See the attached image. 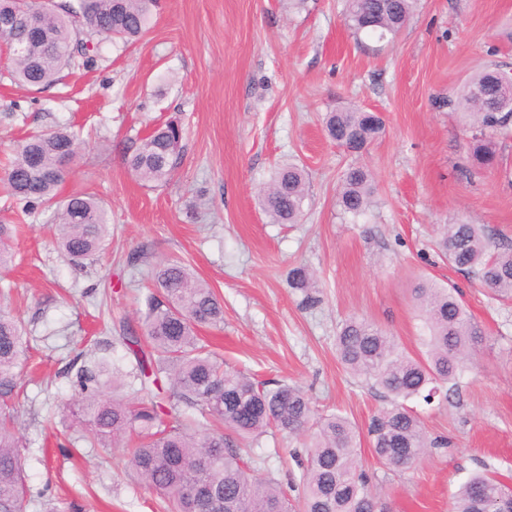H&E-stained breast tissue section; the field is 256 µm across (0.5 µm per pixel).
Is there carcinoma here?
Here are the masks:
<instances>
[{"instance_id":"obj_1","label":"carcinoma","mask_w":512,"mask_h":512,"mask_svg":"<svg viewBox=\"0 0 512 512\" xmlns=\"http://www.w3.org/2000/svg\"><path fill=\"white\" fill-rule=\"evenodd\" d=\"M346 21L356 34L380 39L401 32L418 0H345ZM155 0H0V21L20 19L37 25L39 46L24 26L5 36L13 56V79L41 90L61 79L70 66L71 43L85 27L91 34L129 43L148 29ZM471 132L469 172L498 162L495 136L512 129V77L491 66L477 70L455 102ZM328 136L337 145L361 153L385 130L382 117L358 106L329 112ZM183 128L170 120L127 148L128 167L145 184L166 183L183 160ZM78 136L65 127L29 135L18 147L7 173L10 197L22 211L55 203L68 166L77 158ZM374 177L363 165L343 175L339 205L356 218L369 209ZM305 170L279 168L261 204L271 223L295 224L303 213ZM60 254L74 264L98 255L109 235L107 210L90 194L67 199L52 225ZM14 229L0 224V269L12 261ZM438 246L448 263L501 298L512 299V244L492 247L482 224L461 222L444 229ZM158 293L146 297L144 336L121 337L136 360L133 377L153 386L148 399L116 398L89 368L76 373L79 395L72 417L85 427L91 445L123 442L135 433L129 451L140 478L167 503L171 512H380L360 456L357 428L338 414L317 415L303 390L292 384L259 381L224 367L200 342V326L224 323V306L212 288L182 265L159 262L150 269ZM297 288L316 287L304 267L291 271ZM425 329L426 358L400 350L393 337L372 324L350 318L336 336L340 362L379 390L388 404L368 423L372 453L392 468L418 463L430 448L448 445L432 439L404 401L420 397L430 404L447 401L471 353L482 341L454 289L422 282L415 288ZM30 345L21 321L0 309V512H23L26 481L17 432L18 377ZM275 429L303 442L301 496L290 500L270 478L255 476L249 440ZM448 512H512V486L490 474H475L453 496Z\"/></svg>"}]
</instances>
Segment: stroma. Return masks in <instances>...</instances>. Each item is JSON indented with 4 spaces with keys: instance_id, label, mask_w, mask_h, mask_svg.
Masks as SVG:
<instances>
[{
    "instance_id": "stroma-1",
    "label": "stroma",
    "mask_w": 512,
    "mask_h": 512,
    "mask_svg": "<svg viewBox=\"0 0 512 512\" xmlns=\"http://www.w3.org/2000/svg\"><path fill=\"white\" fill-rule=\"evenodd\" d=\"M344 0H157L135 45L81 33L89 64L40 92L15 85L0 44V223L15 225L14 261L0 271V305L28 332L31 364L19 385L18 427L29 489L24 512H163L122 451L86 447L72 426L78 369L131 370L121 324L141 330L147 271L160 261L192 268L224 305V325L201 336L230 366L293 383L324 414L358 429L386 405L378 389L336 356L342 322L358 317L423 355L413 290L453 285L485 339L476 370L462 373L453 403L412 400L430 436L417 464L396 470L361 456L385 512H448L469 476L512 484V301L491 296L436 249L441 225H485L492 244L512 242V139L499 166L467 175L455 98L486 65L512 72V0H420L396 36L353 37ZM355 104L381 115L385 131L363 155L331 141L326 112ZM178 120L184 157L171 180L143 185L125 146L155 123ZM81 131V157L59 196L88 192L108 209L112 234L93 261L75 266L53 243L52 209L10 207L5 168L28 132ZM302 166L308 195L300 223H270L258 195L274 170ZM376 174L374 202L358 219L337 204L353 164ZM317 275L316 302L290 271ZM301 442L265 434L254 446L259 476L297 499Z\"/></svg>"
}]
</instances>
